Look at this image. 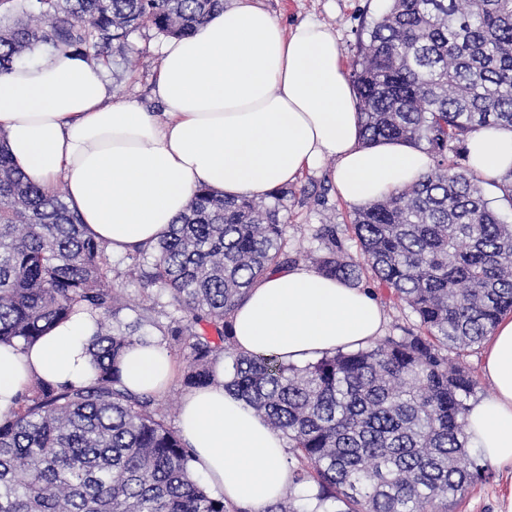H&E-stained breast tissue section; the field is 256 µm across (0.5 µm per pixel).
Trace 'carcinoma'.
<instances>
[{
	"label": "carcinoma",
	"mask_w": 512,
	"mask_h": 512,
	"mask_svg": "<svg viewBox=\"0 0 512 512\" xmlns=\"http://www.w3.org/2000/svg\"><path fill=\"white\" fill-rule=\"evenodd\" d=\"M224 0H0V74L43 50L106 61L144 28L195 33ZM364 143L423 149L413 185L356 210L360 258L336 225L312 229L321 274L377 287L415 321L304 366L238 351L232 316L249 289L290 262L288 189L270 202L196 190L155 244L127 254L155 295L131 305L109 286L107 247L66 195L12 162L0 134V345H28L80 311L98 316L83 386L38 381L0 414V512H230L189 467L152 392L120 365L156 338L185 354L181 385L224 388L285 439L292 486L265 512H454L486 468L467 448L472 372L453 360L512 313V169L492 180L467 165L466 137L512 130V0H390L351 63ZM494 188L488 195L484 185ZM131 311L124 317L122 312Z\"/></svg>",
	"instance_id": "obj_1"
}]
</instances>
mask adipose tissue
<instances>
[{"label": "adipose tissue", "instance_id": "1", "mask_svg": "<svg viewBox=\"0 0 512 512\" xmlns=\"http://www.w3.org/2000/svg\"><path fill=\"white\" fill-rule=\"evenodd\" d=\"M162 114L112 98L107 67L49 51L0 75V131L34 183H63L83 224L113 254L155 243L200 186L228 198L267 197L334 159L341 198L361 207L414 183L431 160L398 141L364 144L358 101L334 35L316 21L284 27L254 0H234L193 35L160 49ZM467 164L492 179L512 167V131L482 128ZM239 350L298 365L380 336L386 317L367 290L298 264L264 276L235 309ZM96 317L56 325L30 347L0 345V413L32 380L82 385ZM491 397L471 402L469 447L512 469V317L485 343ZM130 390L163 393L174 366L159 342L121 364ZM193 471L226 502L265 512L291 479L282 437L223 383L184 395L178 418Z\"/></svg>", "mask_w": 512, "mask_h": 512}]
</instances>
